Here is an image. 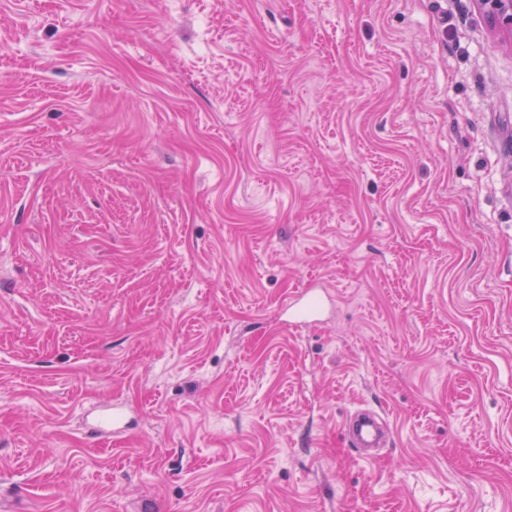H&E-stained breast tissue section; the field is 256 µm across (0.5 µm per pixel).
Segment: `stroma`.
<instances>
[{"instance_id": "stroma-1", "label": "stroma", "mask_w": 512, "mask_h": 512, "mask_svg": "<svg viewBox=\"0 0 512 512\" xmlns=\"http://www.w3.org/2000/svg\"><path fill=\"white\" fill-rule=\"evenodd\" d=\"M0 512H512V37L0 0ZM347 437L357 447H370L379 440L380 430L377 417L369 412L351 415L348 420Z\"/></svg>"}]
</instances>
